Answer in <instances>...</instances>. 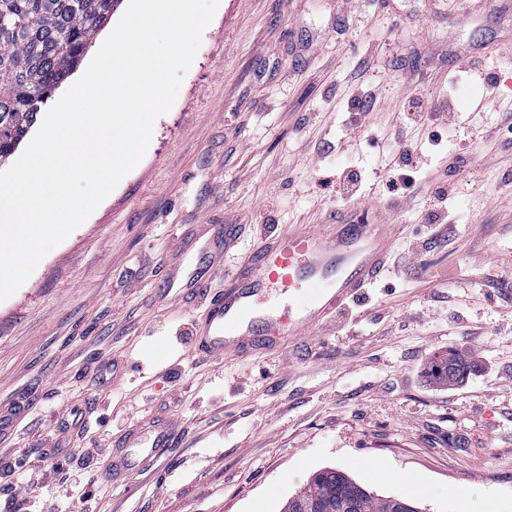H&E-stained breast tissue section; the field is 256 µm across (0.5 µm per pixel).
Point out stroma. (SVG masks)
<instances>
[{
	"label": "stroma",
	"instance_id": "obj_1",
	"mask_svg": "<svg viewBox=\"0 0 512 512\" xmlns=\"http://www.w3.org/2000/svg\"><path fill=\"white\" fill-rule=\"evenodd\" d=\"M416 96L452 109L442 141L406 123ZM511 114L512 0H220L142 160L0 303V512H283L325 467L419 512H512ZM396 126L423 162L402 199ZM444 181L454 233L435 240ZM346 203L399 224L388 272L273 355H198L205 307L167 276L223 250L225 225L230 268ZM451 350L471 370L437 385ZM160 417L173 447L107 480L123 434Z\"/></svg>",
	"mask_w": 512,
	"mask_h": 512
}]
</instances>
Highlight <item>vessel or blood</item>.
<instances>
[{"label":"vessel or blood","instance_id":"vessel-or-blood-1","mask_svg":"<svg viewBox=\"0 0 512 512\" xmlns=\"http://www.w3.org/2000/svg\"><path fill=\"white\" fill-rule=\"evenodd\" d=\"M397 227L360 219L351 208L324 225L296 224L263 237L260 246L223 273L211 298L198 350L215 361L273 350L279 340L323 324L336 307L360 298L388 267ZM174 424L132 427L105 469L119 475L171 445Z\"/></svg>","mask_w":512,"mask_h":512}]
</instances>
